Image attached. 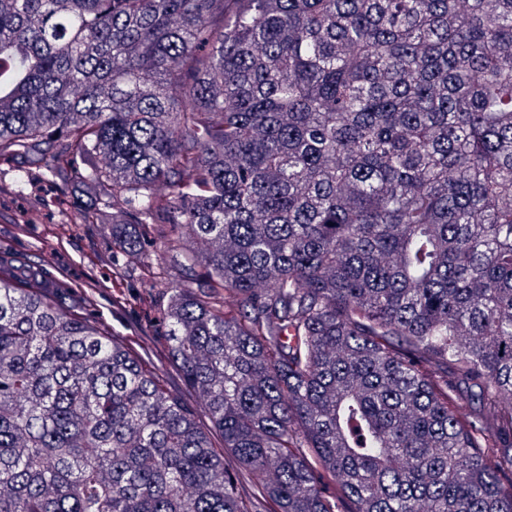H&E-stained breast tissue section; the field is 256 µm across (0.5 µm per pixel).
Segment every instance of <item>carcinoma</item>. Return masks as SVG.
Segmentation results:
<instances>
[{
	"instance_id": "carcinoma-1",
	"label": "carcinoma",
	"mask_w": 512,
	"mask_h": 512,
	"mask_svg": "<svg viewBox=\"0 0 512 512\" xmlns=\"http://www.w3.org/2000/svg\"><path fill=\"white\" fill-rule=\"evenodd\" d=\"M5 155L155 226L236 469L0 261V512H512V0H0Z\"/></svg>"
}]
</instances>
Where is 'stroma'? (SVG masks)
<instances>
[{
	"label": "stroma",
	"mask_w": 512,
	"mask_h": 512,
	"mask_svg": "<svg viewBox=\"0 0 512 512\" xmlns=\"http://www.w3.org/2000/svg\"><path fill=\"white\" fill-rule=\"evenodd\" d=\"M24 168L21 158L0 159V256L39 270L50 281L66 271L72 287L97 282L93 307L84 308L77 294L71 296L70 305L83 310L89 322L107 324L143 354L164 391L193 408L215 452L223 453L222 434L213 429L204 405L166 357V341L157 320L161 297L140 276L145 259L162 263L161 246L149 247L144 255L113 254L107 225L71 223V211L59 204L60 188L45 183L30 189L20 179Z\"/></svg>",
	"instance_id": "1"
}]
</instances>
